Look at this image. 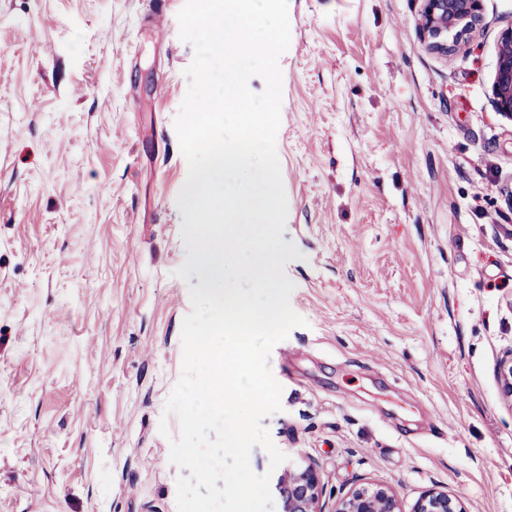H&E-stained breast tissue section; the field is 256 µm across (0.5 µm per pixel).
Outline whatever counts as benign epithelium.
I'll use <instances>...</instances> for the list:
<instances>
[{
	"label": "benign epithelium",
	"mask_w": 512,
	"mask_h": 512,
	"mask_svg": "<svg viewBox=\"0 0 512 512\" xmlns=\"http://www.w3.org/2000/svg\"><path fill=\"white\" fill-rule=\"evenodd\" d=\"M484 26L482 0H422L418 19L421 39L428 52L441 58L454 55L461 45ZM496 111L512 119V25L497 41V65L492 83ZM503 394L512 400V353L498 366ZM277 492L281 512H322L319 475L312 466L289 468L280 475ZM336 512H402L395 492L385 486L354 489L342 497ZM412 512H466L462 502L447 492L430 489L422 493Z\"/></svg>",
	"instance_id": "1"
}]
</instances>
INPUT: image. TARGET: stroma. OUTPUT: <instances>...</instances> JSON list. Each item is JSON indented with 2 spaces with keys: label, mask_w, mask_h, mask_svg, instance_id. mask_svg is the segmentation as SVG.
Returning <instances> with one entry per match:
<instances>
[{
  "label": "stroma",
  "mask_w": 512,
  "mask_h": 512,
  "mask_svg": "<svg viewBox=\"0 0 512 512\" xmlns=\"http://www.w3.org/2000/svg\"><path fill=\"white\" fill-rule=\"evenodd\" d=\"M183 4L0 0V512H177L165 404L202 283L176 275ZM421 8L288 0L276 152L305 323L271 352L263 424L323 512L366 483L403 512L431 488L512 512V120L491 103L512 0L446 60Z\"/></svg>",
  "instance_id": "obj_1"
}]
</instances>
